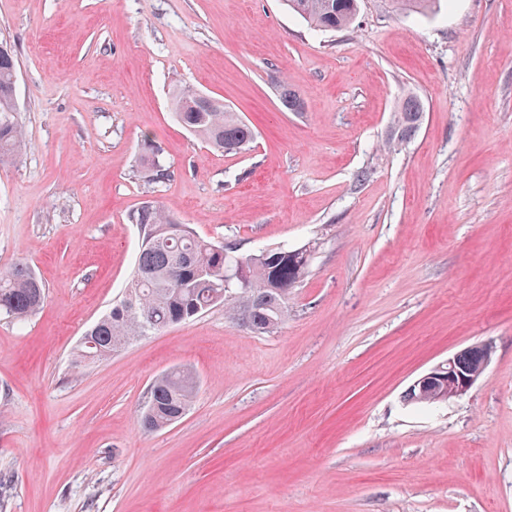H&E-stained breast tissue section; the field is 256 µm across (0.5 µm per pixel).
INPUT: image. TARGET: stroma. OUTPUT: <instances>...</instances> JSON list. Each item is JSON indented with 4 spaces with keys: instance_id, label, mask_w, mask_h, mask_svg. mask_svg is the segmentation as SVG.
<instances>
[{
    "instance_id": "stroma-1",
    "label": "stroma",
    "mask_w": 512,
    "mask_h": 512,
    "mask_svg": "<svg viewBox=\"0 0 512 512\" xmlns=\"http://www.w3.org/2000/svg\"><path fill=\"white\" fill-rule=\"evenodd\" d=\"M1 41L27 150L0 164V270L29 264L48 297L0 317V512H512V0H360L336 32L282 0H0ZM183 88L251 147L183 129ZM410 93L423 123L385 150ZM148 136L166 179L141 163ZM147 200L244 255L316 242L311 272L271 333L218 306L73 370ZM483 342L468 393L408 401ZM179 367L189 412L144 431ZM174 118L183 128L217 152L237 153L254 140L253 129L224 103L192 90L178 92L172 102ZM196 388V377L187 369L158 376L150 387L147 406L141 415L142 427L155 431L180 421L191 406Z\"/></svg>"
}]
</instances>
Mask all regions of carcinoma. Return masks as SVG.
<instances>
[{
	"label": "carcinoma",
	"mask_w": 512,
	"mask_h": 512,
	"mask_svg": "<svg viewBox=\"0 0 512 512\" xmlns=\"http://www.w3.org/2000/svg\"><path fill=\"white\" fill-rule=\"evenodd\" d=\"M285 5L321 31L347 29L354 23L358 0H284ZM438 0H392L400 12L423 14ZM17 61L13 54H0V164L22 157L25 141L14 123L15 99L11 94ZM173 115L186 130L217 152L237 153L254 140L253 129L224 103L192 90L178 92ZM424 120V105L415 95L399 103L388 127V148L397 150L411 141ZM144 163L155 179L169 176L153 145ZM141 234L136 267L124 297L112 304L86 332L83 344L71 362L75 369L102 361L123 345L142 336L196 318L216 306L249 332L267 334L288 315V299L309 273L316 244L305 251L284 246L248 255L197 236L179 219L152 201H146L132 216ZM179 229H174V226ZM241 270L242 281L227 289L224 278ZM46 286L28 264L18 263L0 271V314L22 322L43 306ZM197 380L185 369L158 376L149 391L141 425L160 430L180 421L189 410ZM445 388L409 389L408 400L432 405Z\"/></svg>",
	"instance_id": "1"
}]
</instances>
